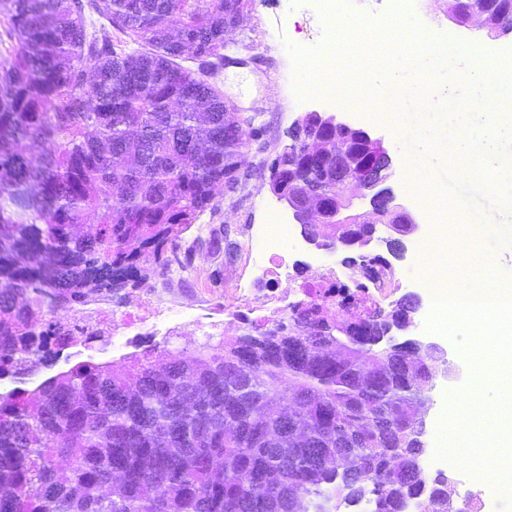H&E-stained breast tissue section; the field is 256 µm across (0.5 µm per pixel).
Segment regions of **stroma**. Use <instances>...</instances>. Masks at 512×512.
I'll use <instances>...</instances> for the list:
<instances>
[{
	"mask_svg": "<svg viewBox=\"0 0 512 512\" xmlns=\"http://www.w3.org/2000/svg\"><path fill=\"white\" fill-rule=\"evenodd\" d=\"M449 0H412L408 11L415 22L428 35H443L461 40L470 46L481 47L490 69L505 68L511 62L505 60L506 52L512 51V33L495 36L475 27L455 22L450 14ZM327 24L322 15L305 4L304 0H247V22L243 29L235 31L224 52L227 66L221 67L210 78L225 99L234 105L251 127L260 131L259 137L250 139L246 148L245 171L248 173L245 190L236 194H217L213 207L200 217L198 223L186 230L179 242L180 253H192L188 266L190 277L186 287L206 296H223L240 272V263L221 264L211 257L208 237L203 226L225 224L239 227L243 224H264L268 221V208L276 204V197L266 182L272 161L289 144V130L305 113L318 111L336 115L337 119L356 128L367 130L380 137L392 154V174L387 181L396 201L409 212L417 223L426 221L447 222L449 246L465 250L473 247L482 254L493 257L512 253V229L501 226L498 205L480 199L477 213H468L456 207L449 216H442L440 209L426 197L411 193L402 175L403 168H410L440 181L445 165L443 154H430L424 148H412L400 138L395 129L400 120L391 108L390 101H383V120H368L358 111H348L314 97H302L296 91L295 64L291 47L311 48L325 36ZM471 224H487L493 227L492 235L482 241L470 242L467 227ZM146 277L141 286L129 289L119 302L100 301L75 306L74 312L92 324L98 333L89 343H76L64 348L55 363L39 366L28 371L22 378L0 380V392L20 387L31 389L45 378L65 370L80 361L97 363L112 362L136 352L138 342H148L163 350L173 352L189 350L205 341L218 344L225 336H236V329H223L203 324L202 313L188 310V321L179 329H171L169 323L160 321L143 327L133 323L125 327V335L132 341L125 346L112 344L113 324L122 317H132L138 311L143 289L153 287L159 274L152 260H144Z\"/></svg>",
	"mask_w": 512,
	"mask_h": 512,
	"instance_id": "stroma-1",
	"label": "stroma"
}]
</instances>
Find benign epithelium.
<instances>
[{
  "label": "benign epithelium",
  "mask_w": 512,
  "mask_h": 512,
  "mask_svg": "<svg viewBox=\"0 0 512 512\" xmlns=\"http://www.w3.org/2000/svg\"><path fill=\"white\" fill-rule=\"evenodd\" d=\"M468 15L470 23L491 34L512 30L509 26L512 10L509 8L499 12L494 22L489 20L488 11L483 5L468 9ZM313 119L324 126L328 133L320 135L315 132L307 139L302 167L309 170L308 178L289 179L290 188L285 203L299 224H323L331 220L336 224H355L358 233L339 237L333 245L325 241L318 230L310 229L304 231L306 240L331 253L355 251L358 256L367 257L371 255L373 242L386 241V238L376 235L377 221L374 217L380 213L393 217L396 224L405 225L403 235L413 234L417 223L401 206L395 204L392 189L384 186L393 160L382 139L340 122L333 115L326 116L320 112L306 114L297 125L307 127ZM329 158L336 159V164L343 171V178L336 180L334 194L326 191V180L321 178ZM368 196L371 197V209L357 211L355 201ZM400 346L418 357L438 350L435 344L418 339H407Z\"/></svg>",
  "instance_id": "7a95c632"
}]
</instances>
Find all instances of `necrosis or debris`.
Segmentation results:
<instances>
[{
  "mask_svg": "<svg viewBox=\"0 0 512 512\" xmlns=\"http://www.w3.org/2000/svg\"><path fill=\"white\" fill-rule=\"evenodd\" d=\"M272 218V223L248 224L239 231L235 245L246 252L252 276L232 288L226 298L225 326L246 319L260 325L278 322L285 302L280 286L294 280L299 283V294L321 304L346 306L356 300L370 309L387 298V285L396 276L393 266L360 263L336 268L301 242L296 225L287 223L281 213H273ZM430 337L446 349L454 367L453 373L437 386L438 399L428 421L426 464L435 473L444 474L448 462L437 456L438 426L445 415L449 393L465 386L473 371L456 341L437 331L431 332Z\"/></svg>",
  "mask_w": 512,
  "mask_h": 512,
  "instance_id": "4bbe7bcc",
  "label": "necrosis or debris"
}]
</instances>
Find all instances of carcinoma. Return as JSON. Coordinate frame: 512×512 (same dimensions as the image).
I'll use <instances>...</instances> for the list:
<instances>
[{"label": "carcinoma", "instance_id": "cac0c4a2", "mask_svg": "<svg viewBox=\"0 0 512 512\" xmlns=\"http://www.w3.org/2000/svg\"><path fill=\"white\" fill-rule=\"evenodd\" d=\"M244 0H0V377L97 332L67 312L166 272L259 130L208 74ZM191 60L196 68L185 67ZM273 189L308 171L283 151ZM224 241V263L236 250ZM378 309L172 357L150 345L0 392V512H457L419 419L430 367Z\"/></svg>", "mask_w": 512, "mask_h": 512}]
</instances>
